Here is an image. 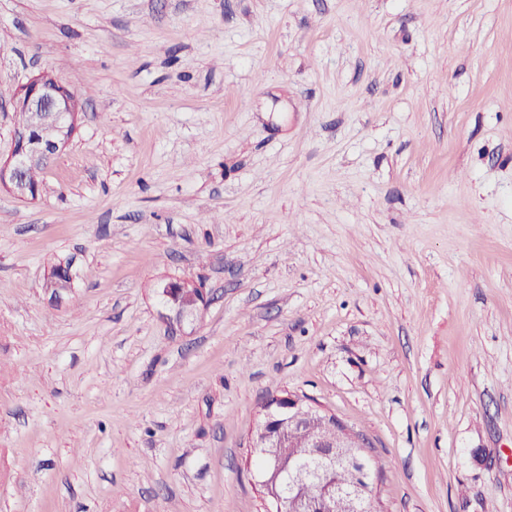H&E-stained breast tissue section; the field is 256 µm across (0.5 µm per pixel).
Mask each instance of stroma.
<instances>
[{
	"instance_id": "obj_1",
	"label": "stroma",
	"mask_w": 512,
	"mask_h": 512,
	"mask_svg": "<svg viewBox=\"0 0 512 512\" xmlns=\"http://www.w3.org/2000/svg\"><path fill=\"white\" fill-rule=\"evenodd\" d=\"M45 69L82 109L0 188V512H265L288 393L378 512H512V0H0V89ZM264 418L252 436V445L257 456L258 471H272L278 465L284 475L289 471L314 469L313 455L316 460L328 468L349 469L339 470L331 478L330 483L339 485L354 484L358 481V471L353 469L355 465H362V480L365 487L361 493L355 487H337L336 493L346 498L354 509L357 508L359 497L363 496L368 502V510L376 511L372 507L371 499L365 496L374 481V472L370 471L365 459V441L358 434L349 429L333 415L323 413L318 408L303 403L301 399L291 394L272 396L264 403ZM308 427L309 446L307 436L298 433L292 436V441L287 447L286 438L296 428ZM335 427V435L330 429ZM275 453L276 458L272 463L269 453ZM353 469V470H351ZM305 483L289 493L288 500L283 496H274L269 500L272 512L289 511L293 503L298 500H315L324 496L328 485ZM289 500H292L291 505Z\"/></svg>"
}]
</instances>
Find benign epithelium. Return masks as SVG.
Instances as JSON below:
<instances>
[{
  "mask_svg": "<svg viewBox=\"0 0 512 512\" xmlns=\"http://www.w3.org/2000/svg\"><path fill=\"white\" fill-rule=\"evenodd\" d=\"M60 81L43 72L21 86L11 101L15 112H25L30 124L45 129V138L32 146L27 145L26 131L15 128L8 158L0 161V187L14 196L29 195V184L22 176L27 169L44 167L65 148V133L68 124L62 119L65 112H73V101L65 100L57 90ZM208 297L201 293L196 306L188 311H170L167 319L171 328H180L194 320L207 306ZM310 429L309 447L313 448L316 460L329 468L352 469L362 466L365 487H338L336 493L357 506L361 493L373 484L374 472L366 467L365 441L333 415L303 403L291 394L272 396L264 403V418L252 436L254 448H285L286 438L297 428Z\"/></svg>",
  "mask_w": 512,
  "mask_h": 512,
  "instance_id": "7a95c632",
  "label": "benign epithelium"
}]
</instances>
